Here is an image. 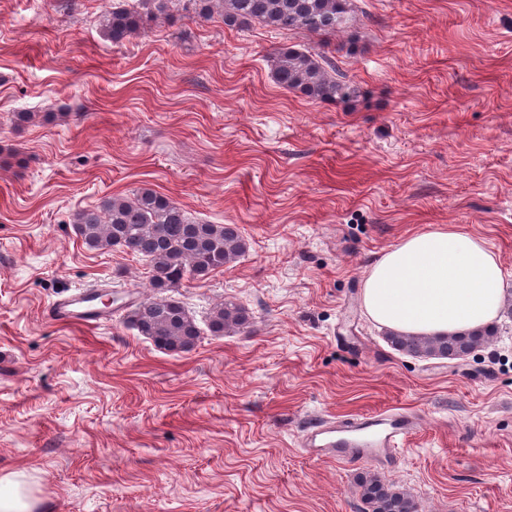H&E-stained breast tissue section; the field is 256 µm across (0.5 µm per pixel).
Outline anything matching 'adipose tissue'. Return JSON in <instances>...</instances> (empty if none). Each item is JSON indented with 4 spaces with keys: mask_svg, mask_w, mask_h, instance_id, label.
Masks as SVG:
<instances>
[{
    "mask_svg": "<svg viewBox=\"0 0 512 512\" xmlns=\"http://www.w3.org/2000/svg\"><path fill=\"white\" fill-rule=\"evenodd\" d=\"M505 293L504 271L486 242L451 224L389 249L366 275L362 301L381 325L436 336L489 324Z\"/></svg>",
    "mask_w": 512,
    "mask_h": 512,
    "instance_id": "obj_1",
    "label": "adipose tissue"
}]
</instances>
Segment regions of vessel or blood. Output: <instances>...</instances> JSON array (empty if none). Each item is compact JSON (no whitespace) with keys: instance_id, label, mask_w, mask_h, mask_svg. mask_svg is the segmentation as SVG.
Here are the masks:
<instances>
[{"instance_id":"b4317fda","label":"vessel or blood","mask_w":512,"mask_h":512,"mask_svg":"<svg viewBox=\"0 0 512 512\" xmlns=\"http://www.w3.org/2000/svg\"><path fill=\"white\" fill-rule=\"evenodd\" d=\"M84 293L53 301L49 313L60 323L94 327L107 317L104 310L87 305ZM418 426L416 417L406 412L383 411L367 419L351 418L324 421L306 433L302 446L315 457L338 461L372 459L380 463L393 460L399 448Z\"/></svg>"}]
</instances>
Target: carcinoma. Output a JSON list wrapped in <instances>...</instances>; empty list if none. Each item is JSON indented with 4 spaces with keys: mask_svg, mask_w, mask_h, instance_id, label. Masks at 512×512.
Listing matches in <instances>:
<instances>
[{
    "mask_svg": "<svg viewBox=\"0 0 512 512\" xmlns=\"http://www.w3.org/2000/svg\"><path fill=\"white\" fill-rule=\"evenodd\" d=\"M169 0H138L127 5L114 0L100 15L101 33L120 43L145 29L168 11ZM199 19L213 14L227 26L259 22L276 29L306 30L333 35L347 24L346 0H187ZM275 83L320 102L348 101L357 89L346 82L332 62L313 50L292 46L273 53ZM70 223L89 250L127 249L145 258L151 267V286L165 295L140 302L129 317L138 335L168 352L191 351L200 336L195 319L178 289L188 280H203L235 262L247 251V242L235 224H210L191 220L170 197L148 187L130 196H105L97 206L72 214ZM253 320L240 303L226 299L210 314V331L217 335L239 333ZM495 336V328L475 329L450 336L385 333L390 346L413 357L462 359ZM360 496L369 512H417L416 503L376 474L359 482Z\"/></svg>",
    "mask_w": 512,
    "mask_h": 512,
    "instance_id": "obj_1",
    "label": "carcinoma"
}]
</instances>
